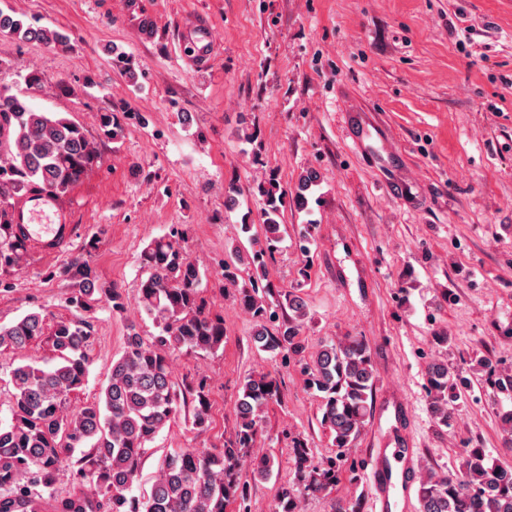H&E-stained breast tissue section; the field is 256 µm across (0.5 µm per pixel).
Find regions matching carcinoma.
<instances>
[{
	"mask_svg": "<svg viewBox=\"0 0 512 512\" xmlns=\"http://www.w3.org/2000/svg\"><path fill=\"white\" fill-rule=\"evenodd\" d=\"M0 34L21 41L64 46L63 32L27 23L0 10ZM108 140L123 135L114 113L100 115ZM101 161L96 144L73 120L39 112L25 97L0 89V273L22 266L30 245L16 222L15 202L31 193L66 194ZM276 199L261 225L264 246L224 262V281L238 287L242 272L265 269V256L276 250L284 230L275 219ZM179 230L152 240L142 253L146 277L139 285L141 312L158 328L145 337L131 325L121 355L98 397L74 404L86 386L91 364L88 351L95 336L91 312L97 295L112 313L126 311L123 291L99 281L89 261L77 257L56 277L67 288L73 313L55 318L31 312L10 325H0V354L45 345L43 364L20 360L12 367L11 422L0 425V512H226L230 504L247 510L249 484L239 477L246 465L268 477L274 461H250L263 409L280 397L277 379L269 374L248 378L237 402L236 430L222 448H177L166 453L148 496L130 494L139 476L147 445L175 418L181 406H192L191 425L209 428L210 399L204 379L176 383L172 356L177 352L212 353L224 344V317L214 314L200 296L202 275L177 246ZM239 287L241 305L256 321L254 342L273 356L287 359L304 353L300 336L304 303L294 291L279 295L274 306L259 293L269 285L249 277ZM292 311L280 317L283 309ZM309 388L321 399V424L329 429L336 455L317 459L297 439L292 448L293 485L278 492V512H298L297 496L317 495L336 486L341 464L356 447L369 415L375 369L364 340L347 336L326 342L302 364ZM427 391L438 424L448 426V402L458 400L454 373L446 365L427 368ZM80 456H75V452ZM70 473L74 491L61 495L55 477ZM420 512H512V468L489 462L483 448L463 450L457 469L430 474L419 481Z\"/></svg>",
	"mask_w": 512,
	"mask_h": 512,
	"instance_id": "carcinoma-1",
	"label": "carcinoma"
}]
</instances>
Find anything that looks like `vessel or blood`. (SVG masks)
<instances>
[{
  "label": "vessel or blood",
  "instance_id": "b4317fda",
  "mask_svg": "<svg viewBox=\"0 0 512 512\" xmlns=\"http://www.w3.org/2000/svg\"><path fill=\"white\" fill-rule=\"evenodd\" d=\"M191 36L193 47L189 50L191 64L208 62L212 55V46L205 24H196ZM24 234L39 242L44 252H57L69 244L74 236L71 216L60 200L48 192H42L27 198L16 212ZM418 479L415 471L404 468L401 473H393L383 461H376L371 474V499L374 512H395L400 497L411 488Z\"/></svg>",
  "mask_w": 512,
  "mask_h": 512
}]
</instances>
